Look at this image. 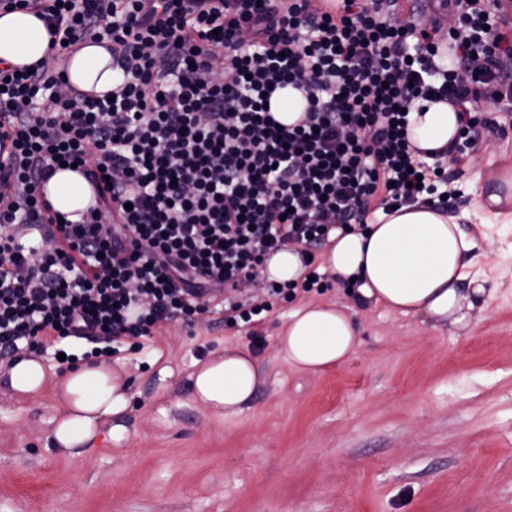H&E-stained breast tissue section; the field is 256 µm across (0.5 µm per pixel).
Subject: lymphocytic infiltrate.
Instances as JSON below:
<instances>
[{
    "label": "lymphocytic infiltrate",
    "mask_w": 512,
    "mask_h": 512,
    "mask_svg": "<svg viewBox=\"0 0 512 512\" xmlns=\"http://www.w3.org/2000/svg\"><path fill=\"white\" fill-rule=\"evenodd\" d=\"M438 8L417 25L400 23L402 0H0L41 17L59 54L108 43L123 74L107 99L51 64L0 66V357L71 337L105 356L218 296L225 322L253 323L331 285L313 268L238 298L271 251L312 262L374 199L454 195L443 164L414 155L406 111L441 97L479 147L494 124L476 101L512 97V0ZM288 85L308 107L282 127L267 103ZM72 164L96 188L76 222L40 194Z\"/></svg>",
    "instance_id": "lymphocytic-infiltrate-1"
}]
</instances>
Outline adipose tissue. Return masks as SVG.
Instances as JSON below:
<instances>
[{
	"label": "adipose tissue",
	"instance_id": "obj_1",
	"mask_svg": "<svg viewBox=\"0 0 512 512\" xmlns=\"http://www.w3.org/2000/svg\"><path fill=\"white\" fill-rule=\"evenodd\" d=\"M49 36L32 13L0 14V62L17 67L38 63ZM68 82L78 90L100 96L111 92L121 73L99 44H83L66 65ZM459 132L458 114L448 102L416 100L409 114L408 139L421 153L449 157ZM54 211L79 220L95 202L92 185L69 169L57 170L43 186ZM479 209L487 221L512 223V168L505 170L495 190L481 195ZM477 247L459 218L431 206L403 205L392 213L376 212L366 230L332 228L321 255L338 285L358 282V291L404 315H422L467 327L474 312L493 298L485 279L469 271ZM306 268L297 246L288 245L266 258L262 275L277 283L302 282ZM357 331L352 318L337 304L310 300L288 314L278 338V351L293 368L312 374L338 364L355 353ZM193 400L219 417L243 412L264 380L257 357L238 345L206 361H195L190 374ZM62 413L47 437L58 452L78 455L100 433L120 448L132 432L134 410L130 385L121 363L86 362L66 372L55 384Z\"/></svg>",
	"mask_w": 512,
	"mask_h": 512
}]
</instances>
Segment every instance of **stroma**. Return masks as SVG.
<instances>
[{
	"instance_id": "1",
	"label": "stroma",
	"mask_w": 512,
	"mask_h": 512,
	"mask_svg": "<svg viewBox=\"0 0 512 512\" xmlns=\"http://www.w3.org/2000/svg\"><path fill=\"white\" fill-rule=\"evenodd\" d=\"M457 192L495 299L460 330L405 316L340 286L359 346L317 375L277 351L289 303L231 326L219 308L126 345L136 407L129 446L72 457L47 445L52 387L11 392L0 370V512H512V227L484 225L476 191L512 167V126L457 153ZM239 344L266 380L248 408L217 418L192 400L194 361ZM171 366L170 389L155 387Z\"/></svg>"
}]
</instances>
